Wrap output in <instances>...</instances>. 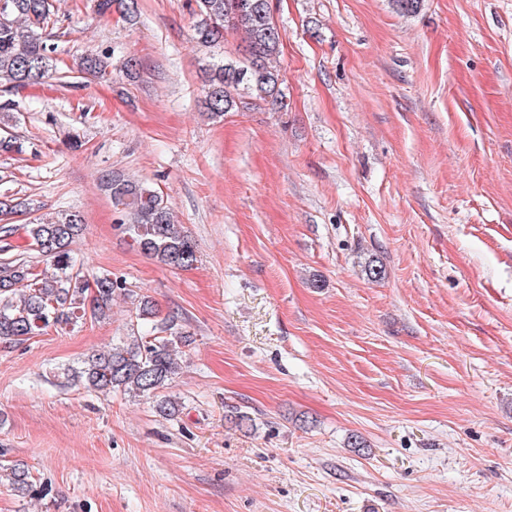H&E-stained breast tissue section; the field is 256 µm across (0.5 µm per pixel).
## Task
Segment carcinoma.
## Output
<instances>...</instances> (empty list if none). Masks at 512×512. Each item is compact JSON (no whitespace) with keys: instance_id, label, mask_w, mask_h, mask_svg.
I'll return each mask as SVG.
<instances>
[{"instance_id":"1","label":"carcinoma","mask_w":512,"mask_h":512,"mask_svg":"<svg viewBox=\"0 0 512 512\" xmlns=\"http://www.w3.org/2000/svg\"><path fill=\"white\" fill-rule=\"evenodd\" d=\"M196 43L216 49L228 31L245 35L246 49L236 60L220 59L211 65L204 105L214 117H221L245 99L286 107L280 89L276 57L282 42L269 0H195ZM98 14H117L128 22L138 18V0H97ZM57 18L52 0H6L0 9V85L11 91L52 79L62 86L70 84L72 74L86 72L104 76L101 59L91 53L80 58L77 68H63L52 56L42 32L53 28ZM26 147L13 136L0 137V153L21 155ZM102 184L113 206L131 215L120 222L137 248L145 255L171 268H185L196 261L192 239L174 222L164 199L150 185L135 182L119 172L102 175ZM36 211L21 198L0 200V217ZM83 228L77 212L26 225L29 250L45 258L52 272L38 269L22 254L6 246L0 250V341H20L38 331L75 326L85 316L104 319L116 295L129 296L126 282L102 273L89 281L76 269L70 244ZM96 295L90 296L89 283ZM157 309L148 296H141L135 307L136 325L155 318ZM192 335L174 331L167 336H129L127 342L88 356L64 374L87 388L110 393L121 391L134 396H150L168 385L178 374L173 352L190 346ZM12 486L23 494L33 491L32 475L23 464L11 467Z\"/></svg>"}]
</instances>
